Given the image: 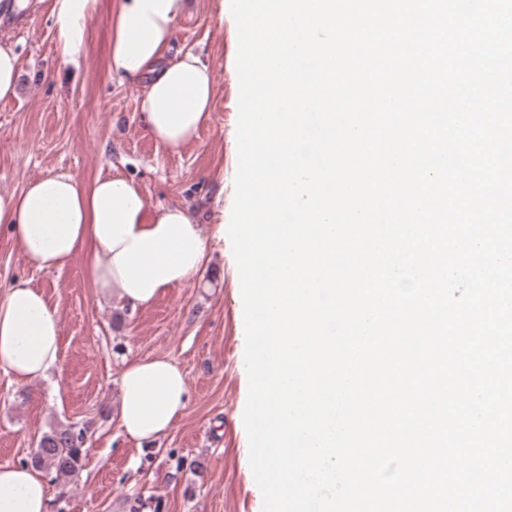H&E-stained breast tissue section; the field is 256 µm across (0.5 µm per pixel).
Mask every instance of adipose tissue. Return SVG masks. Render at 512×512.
Listing matches in <instances>:
<instances>
[{
  "mask_svg": "<svg viewBox=\"0 0 512 512\" xmlns=\"http://www.w3.org/2000/svg\"><path fill=\"white\" fill-rule=\"evenodd\" d=\"M98 0H49L56 55L69 65L82 54ZM187 0H116L110 69L141 90V118L162 147L191 143L211 119L214 79L194 53L169 58L175 24ZM0 227L27 262L41 271L87 255L102 295L131 308L150 305L165 289L202 273L207 246L184 205L149 208L121 176L84 186L74 176L48 174L18 194H0ZM61 325L44 294L19 281L0 294V372L16 381L47 377L60 360ZM183 371L164 356L127 362L120 378L118 420L128 438L152 442L184 416ZM41 470L0 465V512H49Z\"/></svg>",
  "mask_w": 512,
  "mask_h": 512,
  "instance_id": "ef3b65f1",
  "label": "adipose tissue"
}]
</instances>
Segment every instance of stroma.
Here are the masks:
<instances>
[{
  "instance_id": "stroma-1",
  "label": "stroma",
  "mask_w": 512,
  "mask_h": 512,
  "mask_svg": "<svg viewBox=\"0 0 512 512\" xmlns=\"http://www.w3.org/2000/svg\"><path fill=\"white\" fill-rule=\"evenodd\" d=\"M14 2L25 17L0 30L20 63L16 97L0 101V193L21 192L47 174H70L87 186L121 175L150 207H190L209 262L203 274L134 310L98 292L84 253L39 271L0 233V292L29 282L56 308L62 329L60 364L48 378L19 383L0 372V465L21 464L43 432L76 423L87 434L83 467L74 481L50 483V512H130L138 497L161 512H262L242 420L247 383L236 264L214 236L235 194V22L221 14V0H190L177 21L171 56L200 54L216 90L209 124L192 143L170 150L141 121L139 89L112 77L114 0H98L75 66L55 54L44 0ZM155 356L183 370L189 404L147 447L123 433L116 413L126 362Z\"/></svg>"
}]
</instances>
